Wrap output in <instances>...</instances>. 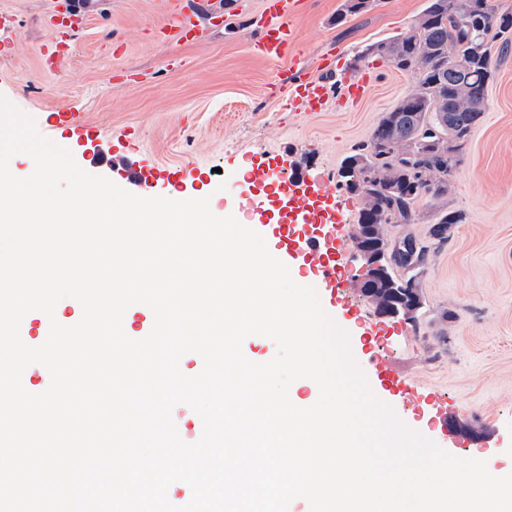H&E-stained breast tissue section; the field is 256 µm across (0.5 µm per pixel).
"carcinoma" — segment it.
<instances>
[{
    "mask_svg": "<svg viewBox=\"0 0 512 512\" xmlns=\"http://www.w3.org/2000/svg\"><path fill=\"white\" fill-rule=\"evenodd\" d=\"M484 14L480 23L469 18L467 0H428L417 25L362 52L364 58H382L395 45L391 66L415 75L414 88L343 161L357 171L353 182L344 177L347 191L361 200L356 244L379 246L386 255L388 279L371 302L377 306L386 298L401 312L413 308V323L423 309L427 247L388 238L384 225L415 223V205L423 197L437 206L434 240H448V230L465 223L463 213L447 210L448 175L457 163L455 151L486 112L494 48L512 44V10L487 0Z\"/></svg>",
    "mask_w": 512,
    "mask_h": 512,
    "instance_id": "obj_1",
    "label": "carcinoma"
}]
</instances>
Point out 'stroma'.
Segmentation results:
<instances>
[{
    "label": "stroma",
    "instance_id": "35a3bbf8",
    "mask_svg": "<svg viewBox=\"0 0 512 512\" xmlns=\"http://www.w3.org/2000/svg\"><path fill=\"white\" fill-rule=\"evenodd\" d=\"M81 24L65 29L67 54L42 66L56 0H0L13 16L0 28L12 54L0 58V95L45 131L51 113L74 112L96 127L93 148L62 143L77 165L142 197L170 189L124 183L132 158L148 167L195 169L200 196L215 215L237 214L242 199L225 183L249 157L279 156L283 164L319 173L335 189L336 217L355 226L361 201L343 186V159L367 141L384 112L414 85L411 74L362 51L407 31L427 0H372L364 13L339 18L342 0H300V39L292 56L309 77L325 81L322 111L297 112L278 76L292 56L264 60L247 51L263 0H231L223 19L197 17L195 42L161 41L158 30L181 23L167 0H85ZM375 76L369 97L338 111L336 89L350 71ZM448 207L465 214L447 241L431 238L433 203L421 199L413 224H392L393 237L412 235L428 248L418 323L382 318L362 300L379 341L425 391L438 393L459 423L492 436L483 453L495 474L512 473V47L499 52L488 109L458 151Z\"/></svg>",
    "mask_w": 512,
    "mask_h": 512
}]
</instances>
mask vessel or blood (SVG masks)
Masks as SVG:
<instances>
[{"label":"vessel or blood","mask_w":512,"mask_h":512,"mask_svg":"<svg viewBox=\"0 0 512 512\" xmlns=\"http://www.w3.org/2000/svg\"><path fill=\"white\" fill-rule=\"evenodd\" d=\"M296 3L297 0H266L255 52L266 58H280L297 42L299 34L293 24ZM287 78L293 87L297 111H321L326 96L321 80L294 70ZM52 123L79 141L97 135L94 128L77 121L70 112H55ZM237 185L244 192L261 188L268 202L278 207L282 218L278 224L264 223V210L247 212L250 219L256 220L255 230L264 237L269 252L299 276L301 285L317 291L326 312L338 307L352 319H359L358 306L346 292V227L336 220L335 197L329 184L318 176L284 170L276 157L269 156L251 160ZM376 339L372 327H364L360 340L369 348L365 363L372 392L378 396L392 394L404 414L426 418L430 427L447 433L451 420L447 404L436 394L420 390L412 377L400 369L396 358L375 348Z\"/></svg>","instance_id":"obj_1"}]
</instances>
